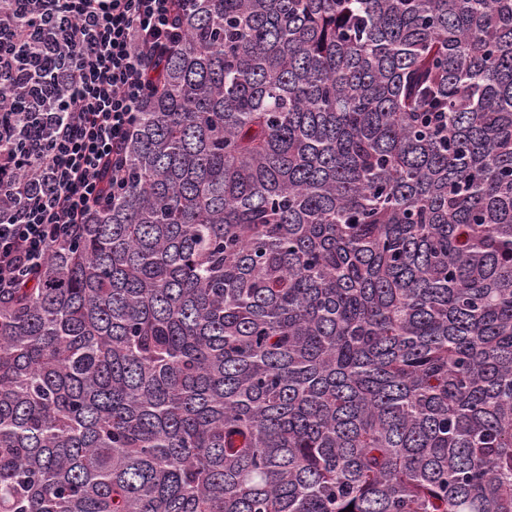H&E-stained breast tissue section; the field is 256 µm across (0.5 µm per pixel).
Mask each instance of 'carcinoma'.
Here are the masks:
<instances>
[{"instance_id":"obj_1","label":"carcinoma","mask_w":512,"mask_h":512,"mask_svg":"<svg viewBox=\"0 0 512 512\" xmlns=\"http://www.w3.org/2000/svg\"><path fill=\"white\" fill-rule=\"evenodd\" d=\"M177 24L0 297V512H512V0Z\"/></svg>"}]
</instances>
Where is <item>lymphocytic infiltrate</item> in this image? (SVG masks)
I'll return each mask as SVG.
<instances>
[{"label":"lymphocytic infiltrate","mask_w":512,"mask_h":512,"mask_svg":"<svg viewBox=\"0 0 512 512\" xmlns=\"http://www.w3.org/2000/svg\"><path fill=\"white\" fill-rule=\"evenodd\" d=\"M177 0H0V295L123 188L122 148L180 32Z\"/></svg>","instance_id":"f902f5d3"}]
</instances>
